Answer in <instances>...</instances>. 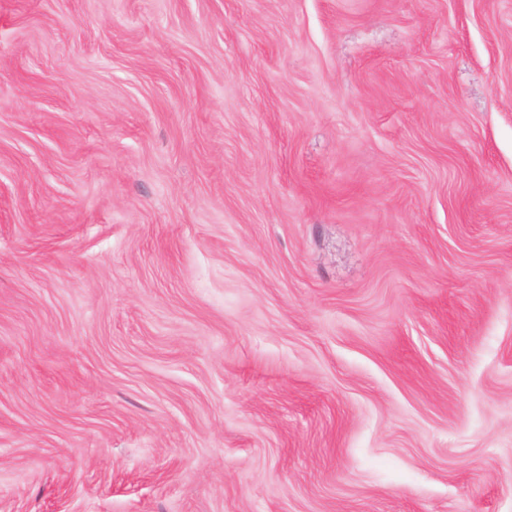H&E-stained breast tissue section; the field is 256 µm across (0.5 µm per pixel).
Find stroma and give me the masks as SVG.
I'll list each match as a JSON object with an SVG mask.
<instances>
[{
  "label": "stroma",
  "instance_id": "stroma-1",
  "mask_svg": "<svg viewBox=\"0 0 512 512\" xmlns=\"http://www.w3.org/2000/svg\"><path fill=\"white\" fill-rule=\"evenodd\" d=\"M0 512H512V0H0Z\"/></svg>",
  "mask_w": 512,
  "mask_h": 512
}]
</instances>
